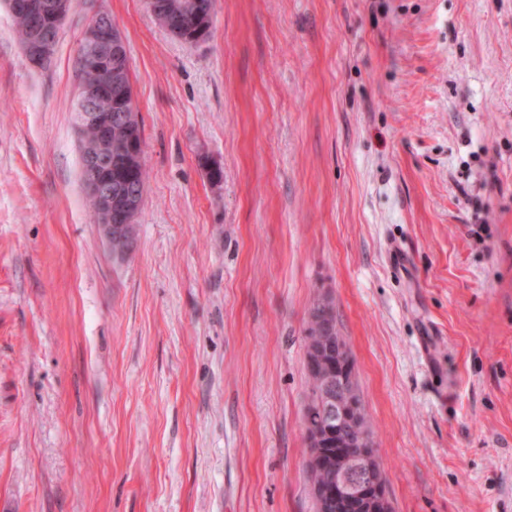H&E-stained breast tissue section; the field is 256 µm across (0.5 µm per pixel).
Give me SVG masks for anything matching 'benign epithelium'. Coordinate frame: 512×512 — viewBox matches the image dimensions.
<instances>
[{
  "label": "benign epithelium",
  "instance_id": "1",
  "mask_svg": "<svg viewBox=\"0 0 512 512\" xmlns=\"http://www.w3.org/2000/svg\"><path fill=\"white\" fill-rule=\"evenodd\" d=\"M15 16L30 19L22 43L28 63L36 68L53 55L66 23L70 0H7ZM124 36L111 13L99 9L77 41V59L84 77L79 79L76 115L80 134L81 176L94 203L98 228L112 255H128L137 243L134 224L145 195L136 183V168L129 158L144 155V140L130 135L128 109H136L135 96L124 90L130 64ZM109 98L113 109L101 112L99 100ZM351 360L336 365V377H327L322 392L323 410L305 414L308 442L330 482L318 486L322 509L344 503L352 512H389L377 464L374 443L359 437L357 451L345 449L341 435L353 426L356 403L349 394Z\"/></svg>",
  "mask_w": 512,
  "mask_h": 512
}]
</instances>
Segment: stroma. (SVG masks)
Wrapping results in <instances>:
<instances>
[{
	"instance_id": "35a3bbf8",
	"label": "stroma",
	"mask_w": 512,
	"mask_h": 512,
	"mask_svg": "<svg viewBox=\"0 0 512 512\" xmlns=\"http://www.w3.org/2000/svg\"><path fill=\"white\" fill-rule=\"evenodd\" d=\"M102 7L148 170L121 261L73 112ZM319 297L393 512H512V0H214L199 44L71 0L40 69L0 0V512H316ZM325 312L328 314L330 322L332 324V330H333L332 336L335 337V345H334V349L332 350L334 355H326V354L322 355L323 363L321 366V371L331 373L335 369L334 362L336 360V336H340V332L336 327V317H335V314L333 311V306L329 301H327L323 305H321L319 300L316 301L313 304V306L309 312L307 336H306V339H307L306 352L310 353L311 349H314L316 352H319L318 347L320 346V343L317 339L314 338V335H313L314 327L313 326L316 323V319L319 317V314L325 313ZM314 350H311L313 356H311V357L307 356V362L309 364V367L317 370L318 365H319L318 362L320 361V359L314 358V355H317V353Z\"/></svg>"
}]
</instances>
